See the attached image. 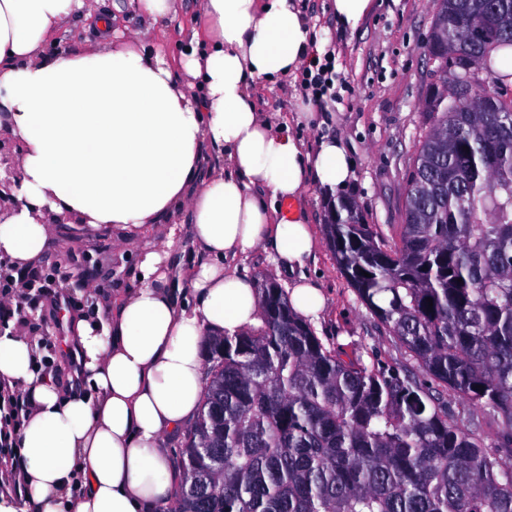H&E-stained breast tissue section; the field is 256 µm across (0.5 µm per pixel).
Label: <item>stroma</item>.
<instances>
[{
	"mask_svg": "<svg viewBox=\"0 0 512 512\" xmlns=\"http://www.w3.org/2000/svg\"><path fill=\"white\" fill-rule=\"evenodd\" d=\"M200 0H181L177 16L165 27L149 28L132 9L119 12L115 25L138 34L147 51L164 47L177 56L194 25ZM317 40L335 55L336 99L317 122L297 127L296 133L311 142L329 136L341 139L350 151L356 175L345 191L355 205L356 216L374 235L397 236L404 222V201L409 168L425 128L424 98L435 76L427 45L432 36L436 0H374V8L356 30L342 28L331 9V0H302ZM266 112H288L307 104L302 78L267 84L261 91ZM304 204L318 238L317 262L306 272L327 296V307L311 327L323 345L343 360L361 359L365 364L404 368L406 356L397 339L377 324L358 300L339 269L324 226L328 200L316 187L304 194ZM177 248L166 259L179 282H187L197 246L188 214L174 226ZM69 256L66 270L76 274L85 263L95 264L98 290L120 297L136 273L135 247L120 248L111 235L87 237L75 224L54 225L43 265L56 256ZM18 316L30 317L43 339L42 366L66 377L62 362L65 345L59 338L50 307L36 310L22 305Z\"/></svg>",
	"mask_w": 512,
	"mask_h": 512,
	"instance_id": "obj_1",
	"label": "stroma"
}]
</instances>
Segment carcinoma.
<instances>
[{
  "instance_id": "obj_1",
  "label": "carcinoma",
  "mask_w": 512,
  "mask_h": 512,
  "mask_svg": "<svg viewBox=\"0 0 512 512\" xmlns=\"http://www.w3.org/2000/svg\"><path fill=\"white\" fill-rule=\"evenodd\" d=\"M491 4L495 23L465 44ZM433 28L440 84L465 49L469 111L425 97L395 241L352 219L350 201L325 225L358 299L425 380L341 360L261 280V324L206 340L171 512H512V464L433 389L489 409L512 453V101L489 57L512 47V0H437Z\"/></svg>"
}]
</instances>
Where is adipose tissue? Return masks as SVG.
Segmentation results:
<instances>
[{"label": "adipose tissue", "instance_id": "obj_1", "mask_svg": "<svg viewBox=\"0 0 512 512\" xmlns=\"http://www.w3.org/2000/svg\"><path fill=\"white\" fill-rule=\"evenodd\" d=\"M96 45L60 48L76 14ZM197 32L177 63L145 52L90 0H0V110L22 143L17 202L0 220V258L25 268L44 255L48 215L126 244L147 224L188 212L204 254L186 290L165 255L143 248L134 282L111 311L89 292L70 315L80 365L62 384L39 368L25 325L0 334V382L24 392L20 481L38 512H166L174 496L168 440L204 400L205 338L259 325L254 282L239 270L254 250L290 275L294 312L327 307L305 269L317 239L296 210L309 184L345 190L354 162L339 139L307 145L292 128L313 113L262 112L264 82L296 76L323 46L299 0H201ZM225 165L200 174L203 145Z\"/></svg>", "mask_w": 512, "mask_h": 512}]
</instances>
